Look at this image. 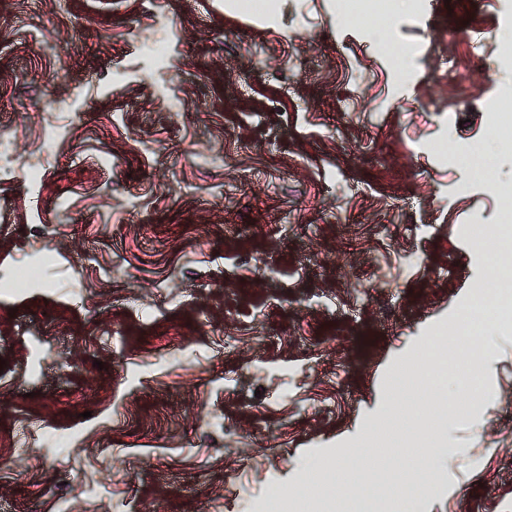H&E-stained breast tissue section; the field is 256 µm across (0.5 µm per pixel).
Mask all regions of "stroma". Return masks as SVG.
<instances>
[{"instance_id":"stroma-1","label":"stroma","mask_w":512,"mask_h":512,"mask_svg":"<svg viewBox=\"0 0 512 512\" xmlns=\"http://www.w3.org/2000/svg\"><path fill=\"white\" fill-rule=\"evenodd\" d=\"M0 0V512H253L388 416L498 223L463 163L512 99V0H409L395 58L342 0ZM40 178L30 181L29 168ZM395 418L378 496L313 512H512V315ZM452 452L434 454L439 437ZM425 465L421 494L404 468ZM35 277L36 270L30 265L23 264L0 279V288H9L12 294L22 295L31 287Z\"/></svg>"}]
</instances>
